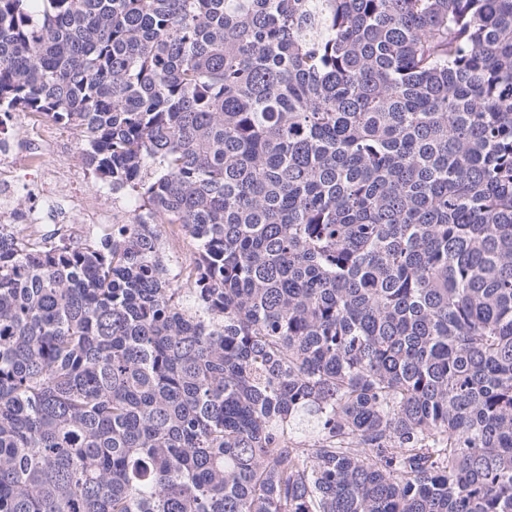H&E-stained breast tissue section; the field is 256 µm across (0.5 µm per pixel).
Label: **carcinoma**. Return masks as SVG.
Returning a JSON list of instances; mask_svg holds the SVG:
<instances>
[{
    "label": "carcinoma",
    "mask_w": 512,
    "mask_h": 512,
    "mask_svg": "<svg viewBox=\"0 0 512 512\" xmlns=\"http://www.w3.org/2000/svg\"><path fill=\"white\" fill-rule=\"evenodd\" d=\"M11 112L137 206L0 224V512H512V0H0ZM158 231L161 237L163 260L171 276L175 275L193 260L195 244L189 237L181 233L183 244L180 246L173 245L168 237V224H159Z\"/></svg>",
    "instance_id": "carcinoma-1"
}]
</instances>
